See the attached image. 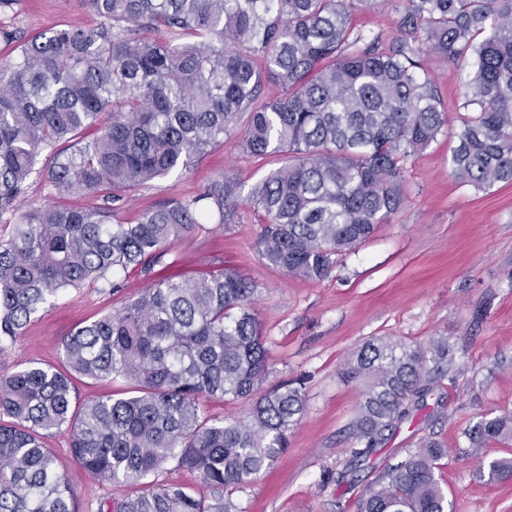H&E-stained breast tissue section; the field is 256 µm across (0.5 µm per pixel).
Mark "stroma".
<instances>
[{"mask_svg":"<svg viewBox=\"0 0 512 512\" xmlns=\"http://www.w3.org/2000/svg\"><path fill=\"white\" fill-rule=\"evenodd\" d=\"M399 19L386 0L357 10L352 24L387 42L397 36ZM98 22L84 0H9L0 7V65L39 34ZM423 68L445 100L448 132L408 160L401 208L355 252L340 257L329 277H288L260 258L255 243L262 219L244 200L283 160L243 153L238 127L225 135L223 146L195 158L189 168L114 204L117 218L132 222L145 209L195 195L222 176L234 183L239 201L231 224L206 221L171 243L153 274L129 272L120 290L99 285L68 290L0 350V368L29 359L58 364L66 334L112 312L151 276L234 268L259 285L254 309L274 363L270 382L298 380L306 395L286 453L233 489L239 512H357L358 500L379 473L426 435L449 450L437 477L453 512H512V481L491 482L477 472L481 461L510 455L512 447L490 442L473 448L463 435L482 415L512 409V183L479 190L451 176L456 134L469 114L462 94L469 68L434 54L424 56ZM380 336L417 345L447 337L457 367L416 418L365 462L357 482L339 487L328 475L350 456L349 425L364 389L345 372L355 353ZM49 446L70 477L78 512H97L101 501L128 494V487L91 479L73 463L68 433L53 434Z\"/></svg>","mask_w":512,"mask_h":512,"instance_id":"stroma-1","label":"stroma"}]
</instances>
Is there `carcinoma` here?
Segmentation results:
<instances>
[{
  "label": "carcinoma",
  "mask_w": 512,
  "mask_h": 512,
  "mask_svg": "<svg viewBox=\"0 0 512 512\" xmlns=\"http://www.w3.org/2000/svg\"><path fill=\"white\" fill-rule=\"evenodd\" d=\"M94 28L65 25L27 42L0 66V347L70 288L151 271L171 240L236 200L216 180L167 200L134 224L109 203L190 166L224 143L242 115L240 147L285 164L246 203L264 217L257 249L291 277L319 281L404 202L406 162L448 126L437 84L422 69L436 53L472 65L453 176L479 190L512 183V0H389L405 36L383 44L350 15L382 0H86ZM284 93L261 100L265 83ZM107 114L88 142L81 133ZM61 195L103 196L88 208L22 211L32 176ZM256 281L232 268L151 281L112 313L61 341L60 364L29 360L0 371V512H77L46 439L68 432L87 474L138 487L105 512H237L224 492L269 468L305 412L295 381L269 389L267 341L252 310ZM456 357L448 338L425 346L391 336L365 343L347 375L365 383L336 470L348 482L414 419ZM124 379L126 395L73 404L72 380ZM211 398L248 400L245 415L212 419ZM471 447L512 444V410L463 431ZM448 453L431 437L407 449L366 490L359 512H448L436 470ZM198 474L210 496L151 477L168 461ZM512 479V457L488 462Z\"/></svg>",
  "instance_id": "carcinoma-1"
}]
</instances>
